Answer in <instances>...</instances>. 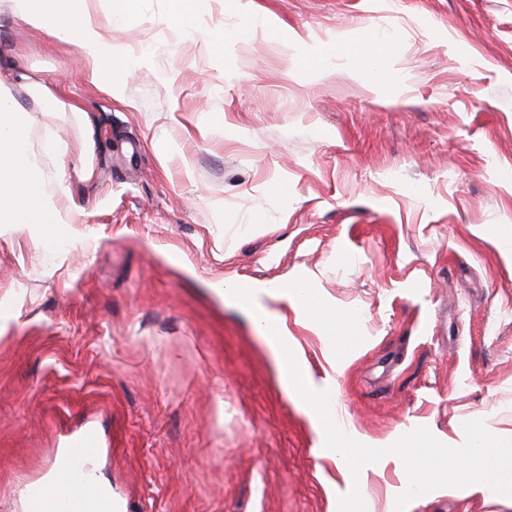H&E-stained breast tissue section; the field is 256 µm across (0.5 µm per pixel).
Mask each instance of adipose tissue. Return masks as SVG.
I'll return each instance as SVG.
<instances>
[{"label": "adipose tissue", "instance_id": "1", "mask_svg": "<svg viewBox=\"0 0 512 512\" xmlns=\"http://www.w3.org/2000/svg\"><path fill=\"white\" fill-rule=\"evenodd\" d=\"M15 15L36 30L75 44L91 61L89 79L94 83L115 84L128 71L107 41L87 0H12ZM57 150L54 136H47L40 147H33L26 126L16 116L8 88L0 85V223L70 224L75 208L68 186L38 162V152Z\"/></svg>", "mask_w": 512, "mask_h": 512}]
</instances>
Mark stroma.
<instances>
[{
  "label": "stroma",
  "instance_id": "obj_1",
  "mask_svg": "<svg viewBox=\"0 0 512 512\" xmlns=\"http://www.w3.org/2000/svg\"><path fill=\"white\" fill-rule=\"evenodd\" d=\"M194 2L189 31L172 0L121 17L88 0L130 62L113 91L0 0V84L31 142L51 118L26 79L93 131L91 176L79 130L59 129L65 158H39L79 223L0 224V512H25L87 424L93 469L132 512H334L353 489L366 512H512L475 486L401 511L395 460L340 471L224 293L251 282L359 443L422 424L458 447L467 421L512 438V0ZM371 34L395 53L348 54ZM410 268L425 295L404 288ZM305 285L322 308L293 303Z\"/></svg>",
  "mask_w": 512,
  "mask_h": 512
}]
</instances>
